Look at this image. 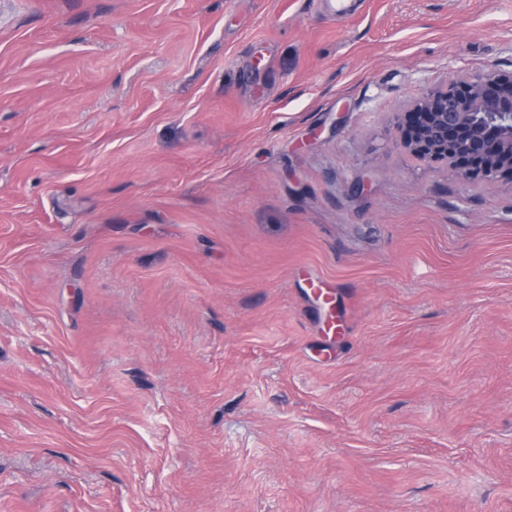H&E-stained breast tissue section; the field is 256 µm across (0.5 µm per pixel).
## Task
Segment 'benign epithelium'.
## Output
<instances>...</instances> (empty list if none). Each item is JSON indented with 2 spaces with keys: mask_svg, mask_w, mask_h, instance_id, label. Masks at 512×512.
<instances>
[{
  "mask_svg": "<svg viewBox=\"0 0 512 512\" xmlns=\"http://www.w3.org/2000/svg\"><path fill=\"white\" fill-rule=\"evenodd\" d=\"M398 129L410 154L466 185L512 181V71L489 64L452 77L401 113Z\"/></svg>",
  "mask_w": 512,
  "mask_h": 512,
  "instance_id": "1",
  "label": "benign epithelium"
}]
</instances>
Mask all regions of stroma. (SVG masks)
<instances>
[{
	"label": "stroma",
	"mask_w": 512,
	"mask_h": 512,
	"mask_svg": "<svg viewBox=\"0 0 512 512\" xmlns=\"http://www.w3.org/2000/svg\"><path fill=\"white\" fill-rule=\"evenodd\" d=\"M489 63L512 0H0V512H512V183L394 129Z\"/></svg>",
	"instance_id": "1"
}]
</instances>
